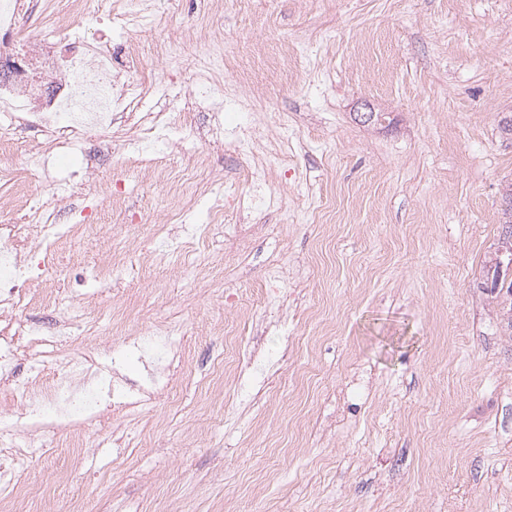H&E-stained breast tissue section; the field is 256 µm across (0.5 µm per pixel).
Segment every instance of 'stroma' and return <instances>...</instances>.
<instances>
[{"label":"stroma","mask_w":512,"mask_h":512,"mask_svg":"<svg viewBox=\"0 0 512 512\" xmlns=\"http://www.w3.org/2000/svg\"><path fill=\"white\" fill-rule=\"evenodd\" d=\"M112 34L239 39L225 98L260 99L265 194L232 149L175 126L167 164L200 156L222 181L226 243L209 196L196 237L155 264L170 183L113 147L81 198L98 221L46 285L73 298L60 354L144 382L132 357L155 321L181 333L172 389L134 415L77 418L31 454L0 512H512V332L482 286L512 182V0H150ZM217 26H210L211 17ZM303 45L287 57L286 42ZM194 48L146 102L203 78ZM382 121H358L364 106ZM278 269L280 308L262 301ZM275 373L252 377L251 356Z\"/></svg>","instance_id":"stroma-1"}]
</instances>
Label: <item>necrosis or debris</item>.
<instances>
[{
	"label": "necrosis or debris",
	"mask_w": 512,
	"mask_h": 512,
	"mask_svg": "<svg viewBox=\"0 0 512 512\" xmlns=\"http://www.w3.org/2000/svg\"><path fill=\"white\" fill-rule=\"evenodd\" d=\"M33 0H0V130L16 125L41 131L42 138L27 149L24 164H0V185L8 187L27 206L22 224L0 225V304L17 310L30 304L28 278L55 266L58 247L89 237L93 226L68 218L66 206L78 185L89 182L95 168L84 160V135L91 130L110 132L122 138L113 125L116 112L135 115L138 136L127 147L134 153H154L158 130L168 127L176 114L189 110L191 97L219 99L222 88L199 84L191 97L182 98L173 112H142L138 105L148 89L141 80L116 83V73L138 70L144 62L139 41L121 46L112 42V6L109 0H67L57 13L52 30L34 33L23 30L22 18ZM100 26L83 29L87 18ZM67 157L74 169L51 197L31 192L28 178L47 171L56 159ZM177 190L167 207L168 217L180 216L185 197L212 194L215 217L224 214V199L213 191L218 181L206 175L195 155H187L184 170L174 177ZM40 339L56 351L57 337L40 336L37 329L20 323L15 336H0V369L14 377L15 396L27 410L30 426L39 432L62 424L64 419L88 413L96 399L86 374L87 361L68 359L65 377L45 379L36 373L16 379L13 345L16 336Z\"/></svg>",
	"instance_id": "obj_1"
}]
</instances>
